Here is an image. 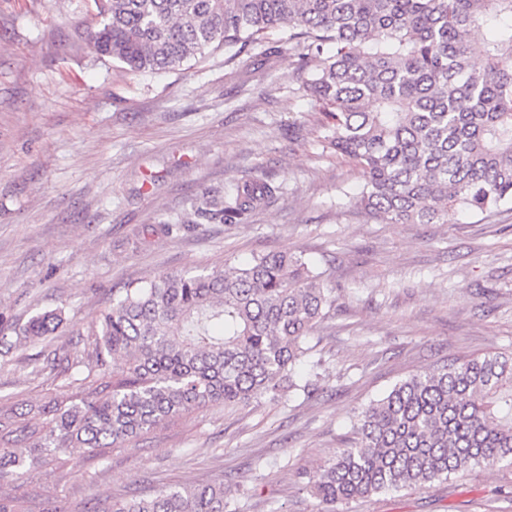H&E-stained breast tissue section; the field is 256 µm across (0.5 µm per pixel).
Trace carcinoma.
Listing matches in <instances>:
<instances>
[{"mask_svg":"<svg viewBox=\"0 0 512 512\" xmlns=\"http://www.w3.org/2000/svg\"><path fill=\"white\" fill-rule=\"evenodd\" d=\"M98 53L163 71L224 47L227 60L279 33L323 111L319 142L353 161L355 205L375 220L446 224L450 212L512 207V0H93ZM479 58L481 64L474 63ZM238 181L217 203L231 223L274 198ZM336 306L298 255L129 284L89 326L95 364L55 357L73 390L40 405L0 400V512H61L24 478L79 450L96 455L213 403L247 405L296 387L309 336ZM50 311L20 330L65 331ZM353 440L310 478L336 505L512 470V355L413 374L355 412ZM75 512H241L210 480L106 498Z\"/></svg>","mask_w":512,"mask_h":512,"instance_id":"cac0c4a2","label":"carcinoma"}]
</instances>
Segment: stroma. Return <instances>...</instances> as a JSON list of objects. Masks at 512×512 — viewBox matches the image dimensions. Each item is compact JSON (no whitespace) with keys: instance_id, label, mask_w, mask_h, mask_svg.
Returning <instances> with one entry per match:
<instances>
[{"instance_id":"1","label":"stroma","mask_w":512,"mask_h":512,"mask_svg":"<svg viewBox=\"0 0 512 512\" xmlns=\"http://www.w3.org/2000/svg\"><path fill=\"white\" fill-rule=\"evenodd\" d=\"M93 0H0V397L29 404L68 378L28 365L16 332L49 310L74 322L46 350L93 361L86 332L125 285L185 269L304 255L337 302L297 382L313 390L216 403L113 448L28 478L63 512L220 478L242 512H321L310 475L352 438L354 411L410 375L512 354V209L445 224H378L351 200L358 167L318 141L287 46L227 60L215 50L167 72L99 55ZM280 185L236 224L201 217L238 181ZM336 512H512V474L479 471Z\"/></svg>"}]
</instances>
